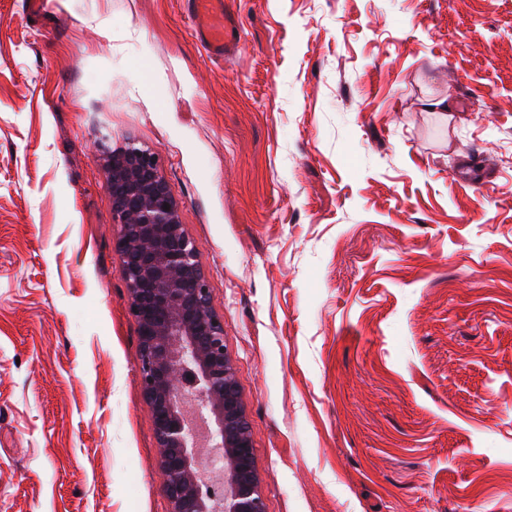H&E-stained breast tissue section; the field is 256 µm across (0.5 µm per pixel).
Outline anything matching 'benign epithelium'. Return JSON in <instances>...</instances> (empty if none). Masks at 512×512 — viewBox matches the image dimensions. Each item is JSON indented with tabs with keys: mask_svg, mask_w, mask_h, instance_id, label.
Returning a JSON list of instances; mask_svg holds the SVG:
<instances>
[{
	"mask_svg": "<svg viewBox=\"0 0 512 512\" xmlns=\"http://www.w3.org/2000/svg\"><path fill=\"white\" fill-rule=\"evenodd\" d=\"M105 162L169 512H265L224 323L159 158L130 143Z\"/></svg>",
	"mask_w": 512,
	"mask_h": 512,
	"instance_id": "benign-epithelium-1",
	"label": "benign epithelium"
}]
</instances>
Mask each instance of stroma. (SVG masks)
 Instances as JSON below:
<instances>
[{"label":"stroma","mask_w":512,"mask_h":512,"mask_svg":"<svg viewBox=\"0 0 512 512\" xmlns=\"http://www.w3.org/2000/svg\"><path fill=\"white\" fill-rule=\"evenodd\" d=\"M225 2L218 60L181 0H0V512H168L101 159L131 143L266 512H512V0Z\"/></svg>","instance_id":"obj_1"}]
</instances>
